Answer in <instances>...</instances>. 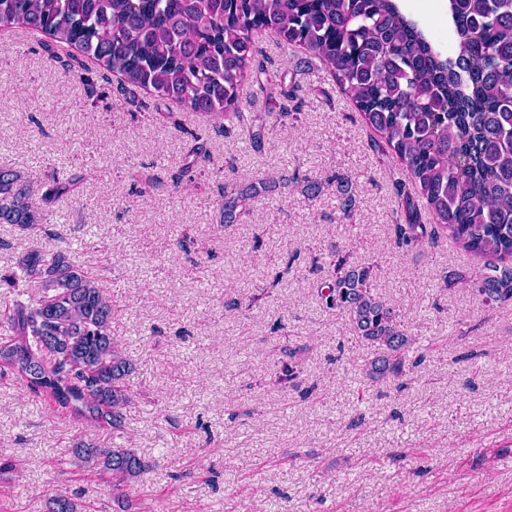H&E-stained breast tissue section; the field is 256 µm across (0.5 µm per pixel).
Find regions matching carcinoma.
I'll use <instances>...</instances> for the list:
<instances>
[{"label":"carcinoma","mask_w":512,"mask_h":512,"mask_svg":"<svg viewBox=\"0 0 512 512\" xmlns=\"http://www.w3.org/2000/svg\"><path fill=\"white\" fill-rule=\"evenodd\" d=\"M457 37L442 56L395 0H0V27L21 24L48 35L52 54L77 49L122 76L126 89L245 129L239 89L251 78L253 36L266 31L300 47L328 69L342 93L400 161L404 223L399 246H420L436 231L484 262L477 278L487 303L512 299V0H448ZM72 180L52 178L51 202ZM38 190L0 167V224H41ZM257 186L224 191L228 227L252 211ZM349 216L352 182L336 179ZM427 211L433 223L422 222ZM320 284L326 308L347 319L355 343L371 350L367 380L400 377L411 344L399 314L373 287L374 269L336 250ZM0 283L28 300L0 307L14 340L0 344V368L30 391L99 428L118 429L133 401L132 371L112 334V299L98 277L62 251L32 248ZM89 467L123 490L146 470L132 448L87 443ZM51 512H77L67 492Z\"/></svg>","instance_id":"carcinoma-1"}]
</instances>
